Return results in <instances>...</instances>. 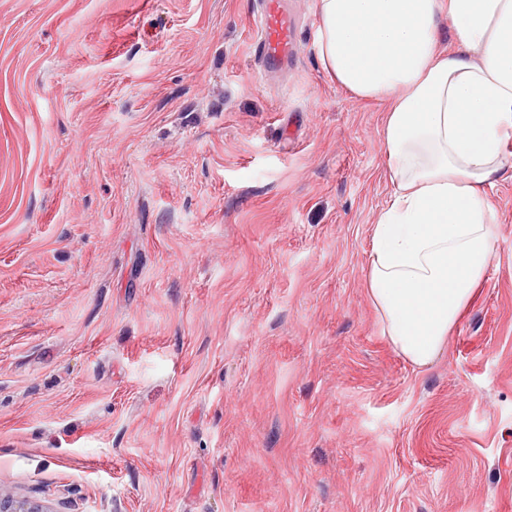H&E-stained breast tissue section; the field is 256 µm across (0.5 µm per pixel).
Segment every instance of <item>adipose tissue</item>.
I'll return each mask as SVG.
<instances>
[{"mask_svg":"<svg viewBox=\"0 0 512 512\" xmlns=\"http://www.w3.org/2000/svg\"><path fill=\"white\" fill-rule=\"evenodd\" d=\"M316 15L324 70L388 103L393 192L371 227L365 288L384 336L422 370L490 261L485 187L512 170V0H316ZM445 28L448 53L436 49Z\"/></svg>","mask_w":512,"mask_h":512,"instance_id":"1","label":"adipose tissue"}]
</instances>
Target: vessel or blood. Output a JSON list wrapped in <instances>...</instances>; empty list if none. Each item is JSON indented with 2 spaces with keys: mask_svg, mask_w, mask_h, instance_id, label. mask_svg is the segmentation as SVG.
Wrapping results in <instances>:
<instances>
[{
  "mask_svg": "<svg viewBox=\"0 0 512 512\" xmlns=\"http://www.w3.org/2000/svg\"><path fill=\"white\" fill-rule=\"evenodd\" d=\"M254 24L257 36L253 51L264 68L277 71L288 67L296 54L297 33L285 0H262Z\"/></svg>",
  "mask_w": 512,
  "mask_h": 512,
  "instance_id": "obj_1",
  "label": "vessel or blood"
}]
</instances>
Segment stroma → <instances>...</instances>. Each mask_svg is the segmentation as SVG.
Returning <instances> with one entry per match:
<instances>
[{
	"label": "stroma",
	"mask_w": 512,
	"mask_h": 512,
	"mask_svg": "<svg viewBox=\"0 0 512 512\" xmlns=\"http://www.w3.org/2000/svg\"><path fill=\"white\" fill-rule=\"evenodd\" d=\"M259 0H0V488L53 512H512V177L411 367L364 288L384 101ZM253 51L267 71L288 67L297 50L296 23L283 0H262Z\"/></svg>",
	"instance_id": "1"
}]
</instances>
